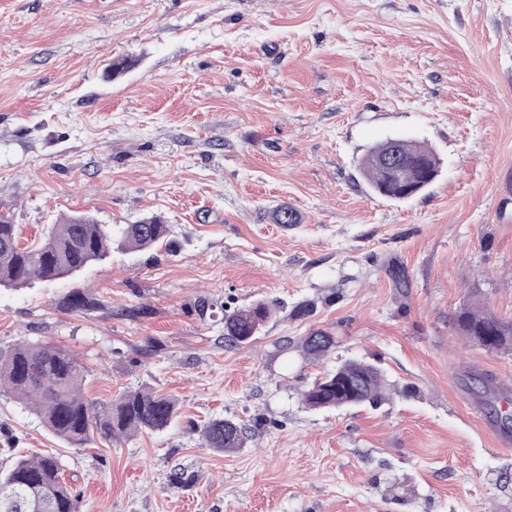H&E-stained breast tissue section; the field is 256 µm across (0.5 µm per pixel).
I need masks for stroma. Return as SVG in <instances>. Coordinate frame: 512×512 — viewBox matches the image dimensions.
<instances>
[{
  "label": "stroma",
  "mask_w": 512,
  "mask_h": 512,
  "mask_svg": "<svg viewBox=\"0 0 512 512\" xmlns=\"http://www.w3.org/2000/svg\"><path fill=\"white\" fill-rule=\"evenodd\" d=\"M389 138L433 150L431 187L371 191L362 160ZM282 203L299 224L273 222ZM0 210L24 246L77 213L163 217L172 248L0 287V350L63 347L88 399L178 411L72 448L1 392V470L56 453L80 512H512V424L489 412L512 351L451 325L475 296L512 321V0H0ZM75 288L102 310H62ZM258 300L269 321L227 345L224 311ZM317 329L335 344L313 358ZM350 359L382 367L386 401L308 408ZM215 418L248 448L205 447Z\"/></svg>",
  "instance_id": "stroma-1"
}]
</instances>
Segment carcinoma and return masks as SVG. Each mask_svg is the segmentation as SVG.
<instances>
[{
  "label": "carcinoma",
  "instance_id": "obj_1",
  "mask_svg": "<svg viewBox=\"0 0 512 512\" xmlns=\"http://www.w3.org/2000/svg\"><path fill=\"white\" fill-rule=\"evenodd\" d=\"M405 155L400 179L380 177V158L393 150ZM421 159L432 170L437 160L423 145L412 141L386 139L371 148L362 169L372 188L381 195L405 199L407 190L429 185L416 164ZM277 224H297L295 209L280 204L273 210ZM168 225L155 216H145L121 227L114 242L112 225L102 224L90 213L68 217L61 224H49L41 239L22 247L18 226L0 212V287L22 288L33 280L54 282L72 276L94 262L106 259L112 245L125 251L171 246ZM66 311L94 312L101 305L76 289L61 302ZM270 317L269 306L257 301L250 306L224 312V339L233 346L254 340L256 325ZM457 333L487 351L512 348V322L496 317L477 302L465 304L452 317ZM334 345L323 330L306 337L303 346L311 356L320 357ZM82 376L74 356L67 350L44 344H18L0 351V386L34 411L45 427L67 444L77 448L95 439L118 440L140 432H162L177 418L175 401L150 390L128 391L117 400L93 402L81 392ZM385 375L381 367L367 361L349 360L315 380L303 393L311 409L341 408L368 404L377 407L385 400ZM205 445L217 451H238L247 444L248 427L230 419H214L202 426ZM63 465L53 454L18 455L10 469L0 471V512H79V496L62 477Z\"/></svg>",
  "mask_w": 512,
  "mask_h": 512
}]
</instances>
